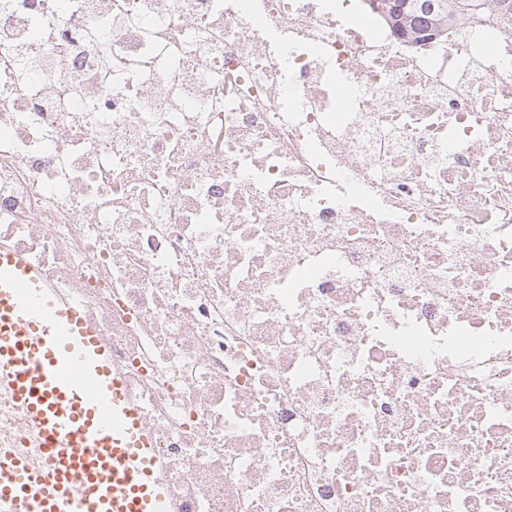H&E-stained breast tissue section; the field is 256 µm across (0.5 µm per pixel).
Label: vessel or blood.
Returning <instances> with one entry per match:
<instances>
[{
    "label": "vessel or blood",
    "instance_id": "vessel-or-blood-1",
    "mask_svg": "<svg viewBox=\"0 0 512 512\" xmlns=\"http://www.w3.org/2000/svg\"><path fill=\"white\" fill-rule=\"evenodd\" d=\"M0 380L40 440L44 468L0 460V512H170L143 417L76 301L0 248Z\"/></svg>",
    "mask_w": 512,
    "mask_h": 512
}]
</instances>
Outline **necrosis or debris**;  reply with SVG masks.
I'll list each match as a JSON object with an SVG mask.
<instances>
[{
	"instance_id": "1",
	"label": "necrosis or debris",
	"mask_w": 512,
	"mask_h": 512,
	"mask_svg": "<svg viewBox=\"0 0 512 512\" xmlns=\"http://www.w3.org/2000/svg\"><path fill=\"white\" fill-rule=\"evenodd\" d=\"M0 0V247L97 329L172 512H512V14ZM42 462L0 386V452Z\"/></svg>"
}]
</instances>
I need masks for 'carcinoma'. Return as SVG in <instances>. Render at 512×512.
<instances>
[{
	"instance_id": "1",
	"label": "carcinoma",
	"mask_w": 512,
	"mask_h": 512,
	"mask_svg": "<svg viewBox=\"0 0 512 512\" xmlns=\"http://www.w3.org/2000/svg\"><path fill=\"white\" fill-rule=\"evenodd\" d=\"M373 9L388 14L403 29L420 38L433 37L438 31L436 22L458 12L474 15L490 7L512 11V0H367Z\"/></svg>"
}]
</instances>
